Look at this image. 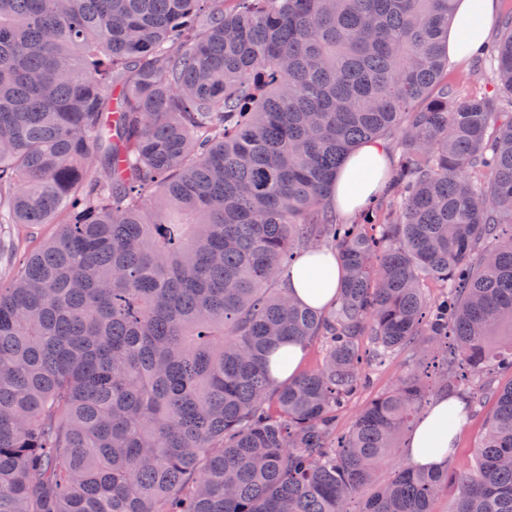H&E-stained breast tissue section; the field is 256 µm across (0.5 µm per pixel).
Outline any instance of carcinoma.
Listing matches in <instances>:
<instances>
[{
    "instance_id": "carcinoma-1",
    "label": "carcinoma",
    "mask_w": 512,
    "mask_h": 512,
    "mask_svg": "<svg viewBox=\"0 0 512 512\" xmlns=\"http://www.w3.org/2000/svg\"><path fill=\"white\" fill-rule=\"evenodd\" d=\"M198 2L0 0V224L70 212L0 285V512H350L424 396L411 374L328 446L361 337L512 373V16L496 93L459 102L453 0ZM395 132L390 222L334 223L345 157ZM326 245L327 313L276 287ZM317 336L319 369L269 379ZM492 397L471 465L358 512L450 482L452 512H512V380Z\"/></svg>"
}]
</instances>
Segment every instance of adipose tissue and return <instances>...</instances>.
I'll return each mask as SVG.
<instances>
[{
  "instance_id": "ef3b65f1",
  "label": "adipose tissue",
  "mask_w": 512,
  "mask_h": 512,
  "mask_svg": "<svg viewBox=\"0 0 512 512\" xmlns=\"http://www.w3.org/2000/svg\"><path fill=\"white\" fill-rule=\"evenodd\" d=\"M456 10L448 26V60L459 62L485 44L499 9V0H455ZM393 166L388 144L373 139L361 144L345 161L336 177L330 201L337 211L352 214L385 186ZM344 269L330 249H312L296 254L281 273L289 297L306 306L325 310L335 303L343 284ZM461 396L441 394L417 420L406 440L410 466L443 470L457 446Z\"/></svg>"
}]
</instances>
